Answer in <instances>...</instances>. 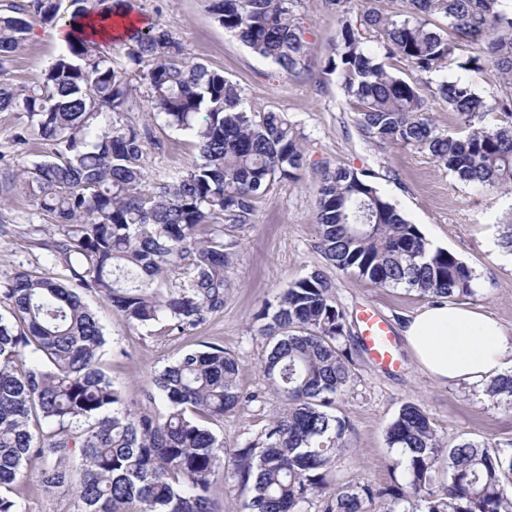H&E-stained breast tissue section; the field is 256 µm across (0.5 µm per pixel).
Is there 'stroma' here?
<instances>
[{"mask_svg": "<svg viewBox=\"0 0 512 512\" xmlns=\"http://www.w3.org/2000/svg\"><path fill=\"white\" fill-rule=\"evenodd\" d=\"M134 14L165 27L181 45L184 56L223 71L244 91L247 111L284 113L292 123L303 153L298 178L275 181L255 203L253 222L232 228L236 240L233 286L222 308L184 333L164 323L131 326L101 297L85 301L105 328L100 366L127 403L162 411L163 401L146 395L152 376L188 350L208 346L224 349L239 361V382L249 399L223 420L214 433L232 452L257 439L280 401L270 391L261 363L269 348L259 332L263 307L295 280L322 271L331 281L337 305L345 310L355 377L339 399L349 424L348 446L337 456L331 476L335 483L393 487L404 483L403 468L394 466L397 450L389 448L386 430L407 402L418 404L447 445L464 439L492 440L512 447V408L496 403L485 392L465 384L440 383L414 361L401 335L408 315L426 306L427 298L405 287L379 288L350 272L329 265L318 243L315 221L317 176L326 167L342 166L367 175L393 204L436 247L456 254L477 277L475 297L461 305L494 315L512 328V256L498 246L504 224L512 223V193L481 191L460 182L429 154L393 141L363 136L356 123L359 103L348 97L338 75H325L321 60L335 42L339 26L325 0H300L297 14L313 49L314 64L292 75L256 56L220 26L205 0H130ZM55 24L31 19L26 40L0 80L17 86L40 83L64 46L54 38ZM147 89L135 83L134 107L125 121L149 128L145 167L150 180L166 179L195 157L194 141L182 133L160 129L143 101ZM27 118L21 112H0V154L11 164L42 159L47 147L36 131L16 147L13 135ZM33 201L15 189L0 207V275L16 268L46 266L43 251L28 242L27 228L42 223ZM376 308L387 320L396 344V367L377 364L367 351L358 322L363 306Z\"/></svg>", "mask_w": 512, "mask_h": 512, "instance_id": "1", "label": "stroma"}]
</instances>
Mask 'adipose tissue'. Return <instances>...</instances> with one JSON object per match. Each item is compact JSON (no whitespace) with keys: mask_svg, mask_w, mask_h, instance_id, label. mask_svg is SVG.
Instances as JSON below:
<instances>
[{"mask_svg":"<svg viewBox=\"0 0 512 512\" xmlns=\"http://www.w3.org/2000/svg\"><path fill=\"white\" fill-rule=\"evenodd\" d=\"M401 333L417 365L441 383L481 388L512 368V334L489 313L443 302L417 310Z\"/></svg>","mask_w":512,"mask_h":512,"instance_id":"ef3b65f1","label":"adipose tissue"}]
</instances>
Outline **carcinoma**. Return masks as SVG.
I'll list each match as a JSON object with an SVG mask.
<instances>
[{"instance_id":"obj_1","label":"carcinoma","mask_w":512,"mask_h":512,"mask_svg":"<svg viewBox=\"0 0 512 512\" xmlns=\"http://www.w3.org/2000/svg\"><path fill=\"white\" fill-rule=\"evenodd\" d=\"M9 0L0 8V71L25 39L26 17L64 19L73 37L34 87L0 83V112L22 110L48 153L0 177L19 185L57 231L35 246L57 272L19 269L0 279V512H25L14 497L24 463L41 462L38 485L79 500L81 512H212L211 485L222 480L251 492L250 512H303L313 498L324 512H385L402 503L415 512H512V452L489 441L443 445L428 415L402 405L386 432L401 450L405 484L381 489L337 486L330 477L347 447L346 419L336 400L354 377L343 347L346 315L319 271L288 285L262 332L272 346L263 373L281 407L258 439L227 455L224 441L199 418H224L246 399L237 360L223 349L184 352L152 377L150 413L125 403L98 367L103 326L84 301L94 293L131 325L165 321L172 331L197 326L224 307L233 242L225 229L252 223L254 201L302 167L293 125L282 112L250 113L241 87L200 62L188 61L170 32L131 26L126 59L105 54L80 20L111 12L107 0ZM224 29L287 75L311 55L295 13L298 0H206ZM394 18L373 8L363 29L347 19L351 0H327L340 33L324 59L344 92L360 102L365 137L397 141L429 153L464 184L512 187V4L509 0H409ZM441 16L449 33L427 27ZM462 43L485 58L457 61ZM398 57L416 74L409 82L386 67ZM467 81L431 86L428 75L451 63ZM489 63L499 93L475 91ZM142 81L149 111L162 126L190 135L198 156L183 171L151 183L143 165L148 130L122 121L131 83ZM443 98L459 121L440 131L424 112L421 88ZM319 248L336 269L378 287L406 285L431 299L475 295L473 270L454 253L430 245L357 172L321 174ZM185 280L175 292L168 273ZM486 395L512 407V373L493 377ZM79 450L80 474L69 460ZM445 475L438 490L435 474Z\"/></svg>"}]
</instances>
